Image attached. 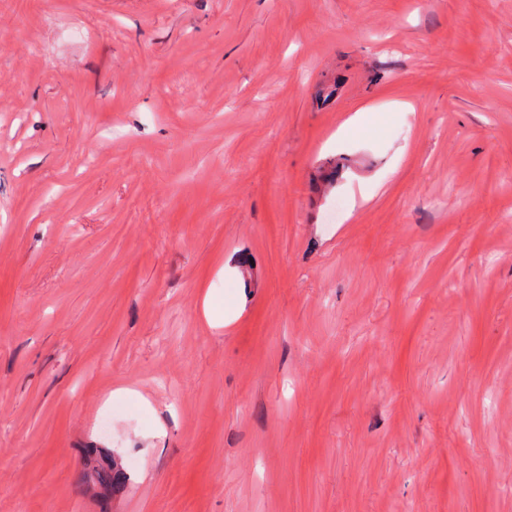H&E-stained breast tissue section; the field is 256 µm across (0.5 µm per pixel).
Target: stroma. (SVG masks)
Masks as SVG:
<instances>
[{"label":"stroma","instance_id":"stroma-1","mask_svg":"<svg viewBox=\"0 0 512 512\" xmlns=\"http://www.w3.org/2000/svg\"><path fill=\"white\" fill-rule=\"evenodd\" d=\"M0 100V512H512V0H0ZM85 474L91 473L98 485L109 491H116L125 483V475L117 464L107 460L98 448L87 449L83 459Z\"/></svg>","mask_w":512,"mask_h":512}]
</instances>
